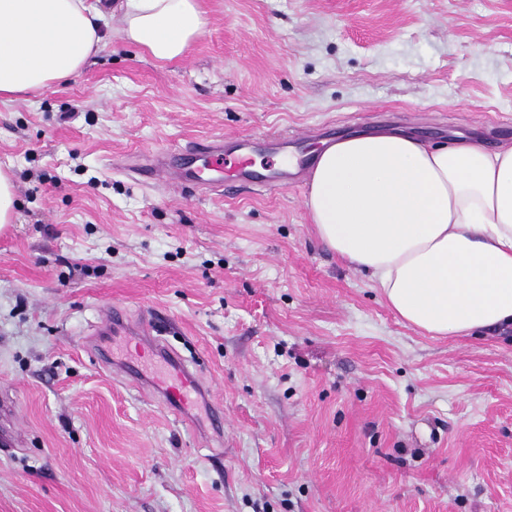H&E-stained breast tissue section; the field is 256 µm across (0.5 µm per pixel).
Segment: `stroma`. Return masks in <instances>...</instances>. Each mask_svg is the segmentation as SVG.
<instances>
[{
    "label": "stroma",
    "mask_w": 512,
    "mask_h": 512,
    "mask_svg": "<svg viewBox=\"0 0 512 512\" xmlns=\"http://www.w3.org/2000/svg\"><path fill=\"white\" fill-rule=\"evenodd\" d=\"M161 62L118 34L0 103V512H512V327L432 336L318 239L308 186L142 176L190 141L512 142V0H202ZM129 327L109 336V308ZM210 385L193 422L113 377L136 329ZM220 411L221 437L197 430ZM16 185L14 178L7 170L0 167V229L7 224H15Z\"/></svg>",
    "instance_id": "35a3bbf8"
}]
</instances>
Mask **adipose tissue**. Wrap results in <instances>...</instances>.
Returning a JSON list of instances; mask_svg holds the SVG:
<instances>
[{
  "label": "adipose tissue",
  "mask_w": 512,
  "mask_h": 512,
  "mask_svg": "<svg viewBox=\"0 0 512 512\" xmlns=\"http://www.w3.org/2000/svg\"><path fill=\"white\" fill-rule=\"evenodd\" d=\"M207 24L200 0H0V103L78 75L111 27L165 62ZM306 206L321 242L406 325L512 324V145L349 136L319 152Z\"/></svg>",
  "instance_id": "1"
}]
</instances>
